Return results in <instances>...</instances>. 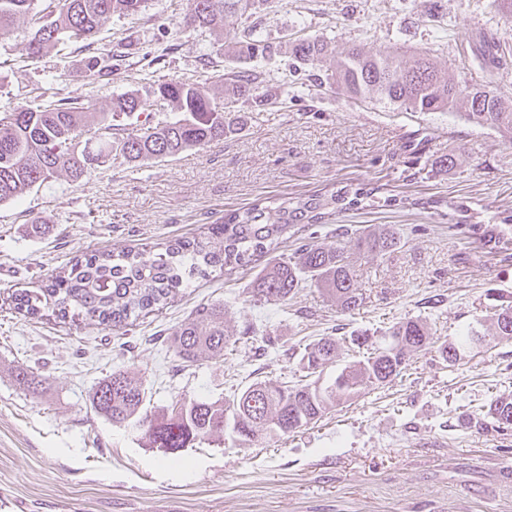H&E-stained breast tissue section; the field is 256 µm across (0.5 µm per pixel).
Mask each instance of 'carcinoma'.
Instances as JSON below:
<instances>
[{"mask_svg":"<svg viewBox=\"0 0 512 512\" xmlns=\"http://www.w3.org/2000/svg\"><path fill=\"white\" fill-rule=\"evenodd\" d=\"M40 0H0V36L13 33L20 21L29 24V54L36 57L64 50L70 42L93 38L112 16L135 15L148 0H46L48 19L37 18ZM269 0H189L183 17L186 28L216 29L224 14L246 17L262 13ZM286 51L302 65L316 66L329 54L328 42L313 36L289 37ZM271 46L251 26L235 37L232 57L251 62L271 55ZM107 59L93 56L86 73L96 79L112 74ZM224 84V100L212 97L201 83L158 79L148 96L132 91L112 99L110 110L77 98L42 92L36 101L0 113V203L20 197L35 186L64 172L77 181L90 170L112 161V154L139 165L174 157L186 150L224 139L240 123V100L262 105L268 98L259 93L260 73L234 67L209 77ZM326 80L359 102L386 101L406 112L462 110L460 116L478 126L498 130L512 140V98L491 86L471 88L448 79L430 58L411 62L398 51L366 54L358 48L340 53ZM168 106L176 118L156 124L145 121L121 137H112V119L141 115L149 108ZM374 189L344 186L329 194L280 197L276 206L261 203L224 216V223L209 228L207 237L177 240L159 252L128 249L118 254L103 251L77 259L51 276L37 292L16 296L17 309L37 316L45 308L61 318L83 317L100 325L118 324L168 304L183 284L208 271L230 274L248 266L253 258L276 249L279 239L299 224L317 226L333 214L357 206ZM358 251L383 255L400 243L397 228L384 225L354 232ZM317 286L331 294L341 312L358 308L362 294L355 287L346 246L303 242L290 256L271 260L252 281L257 302L283 304L300 289ZM495 336L512 340V307L493 315ZM388 345L371 346L370 337L352 336L343 342L358 348L370 346L362 359L347 362L336 376L324 379L325 370L338 357L336 339L324 337L304 349V378L272 384L255 380L222 400L177 401L168 412H144L148 391L138 376L124 370L112 372L92 398L93 410L113 424L148 422L144 439L152 448L174 455L186 448L231 432L232 439L250 445L262 436L288 435L321 419L336 405L384 385L406 368L407 357L424 347H436L446 362L459 360L460 352L474 344V331L455 341H439L420 318L399 321L389 328ZM228 341L224 308L198 311L197 318L177 328L169 348L182 362L200 358L221 359ZM489 415L497 427H512V402L497 401Z\"/></svg>","mask_w":512,"mask_h":512,"instance_id":"1","label":"carcinoma"}]
</instances>
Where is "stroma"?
Here are the masks:
<instances>
[{"instance_id":"obj_1","label":"stroma","mask_w":512,"mask_h":512,"mask_svg":"<svg viewBox=\"0 0 512 512\" xmlns=\"http://www.w3.org/2000/svg\"><path fill=\"white\" fill-rule=\"evenodd\" d=\"M272 0L258 19L275 46L259 60L279 104L264 112L239 103L246 119L224 140L133 166L122 157L79 181L58 176L0 204V512H512V429L487 410L512 401V340L490 338L492 304L512 306V259L491 250L471 224L512 214V141L448 112L412 114L361 104L324 84L325 65H296L279 47L308 34L336 48L399 47L428 55L449 76L512 97V15L487 0ZM172 0H150L135 17H112L98 48L120 64L85 77L90 51L39 58L19 26L0 38V111L51 89L109 110L113 96L151 79L211 74L223 33L182 25ZM505 58L485 65L489 44ZM452 156L451 167L438 161ZM364 184L365 204L331 216L337 227L399 228L401 244L377 256L351 253L359 309L339 312L320 288L288 304L254 301L263 263L194 280L162 309L134 323L97 325L52 311L18 313L14 296L38 290L76 257L96 251L164 248L222 223L255 201ZM224 307L230 340L219 361L174 359L169 338L198 309ZM421 317L450 339L479 328L484 345L448 363L429 348L414 353L385 386L342 404L297 433L250 446L232 437L184 449L171 459L144 445L138 428L115 425L90 402L117 370L138 373L149 410L176 400L231 398L253 380L289 381L305 346L324 336H380ZM272 345L263 346V337ZM34 372L31 391L16 379Z\"/></svg>"}]
</instances>
